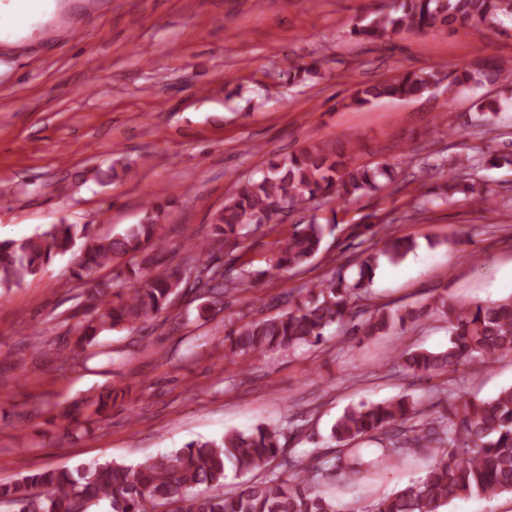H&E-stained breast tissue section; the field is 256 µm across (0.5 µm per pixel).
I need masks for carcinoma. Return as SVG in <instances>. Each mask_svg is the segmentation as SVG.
<instances>
[{
	"instance_id": "cac0c4a2",
	"label": "carcinoma",
	"mask_w": 512,
	"mask_h": 512,
	"mask_svg": "<svg viewBox=\"0 0 512 512\" xmlns=\"http://www.w3.org/2000/svg\"><path fill=\"white\" fill-rule=\"evenodd\" d=\"M512 20V0H394L388 13L352 34L383 40L414 31H435L450 25L474 27ZM512 66L504 60L478 68L465 65L453 80L439 70L405 72L391 81L359 85L347 106H363L380 98L408 100L444 81L459 88L486 80L494 83ZM357 147L329 152L309 144L268 165L248 179L214 217L215 235L232 254L240 248L244 230L271 222L282 212L305 203L336 199L355 201L392 179L386 166L354 163ZM444 195L457 193L490 205L494 197L482 183L464 174L451 175ZM161 208L148 201L143 221L117 236L91 237L87 225L54 224L33 236L0 242V290L9 291L37 275L56 256L76 251L81 271L124 264L119 282H97L85 289L83 310L68 332L77 335L84 352L105 331H133L165 312L184 290L220 299L231 292L255 287L254 272L225 268L212 256L211 243L189 241L188 262L162 266L145 252L156 237ZM327 225L314 221L295 224L288 237L267 259L264 275L300 269L319 253ZM413 243L387 238L382 253L399 261ZM376 258L368 253L360 263L358 279L346 281L338 270L307 289V299L293 309L242 324L225 336L227 355L262 357L267 353L318 347L326 331L352 316L360 291L372 282ZM435 310L448 322L449 343L441 351L396 349L395 363L413 373L455 370L478 361L488 364L512 353V296L471 305L448 306L440 295ZM429 313L414 303L396 308L376 307L357 327L365 336L387 335L395 327L416 324ZM445 411L429 413L408 396L380 403L351 406L331 426L329 441L336 450L286 454L284 428L259 425L250 432L229 431L219 439L196 440L177 450L148 457L134 465L112 461L84 464L73 469L42 467L0 482V504L16 512H100L109 503L112 512H347L319 489L338 473L356 475L365 465L353 443L368 439L380 445L374 460L393 465L407 457L430 453L433 462L409 485L370 501L356 512H439L454 500L477 496L492 499L512 494V386L487 399H467L456 390L444 392ZM108 402L86 400L63 416L71 423L81 414L101 416ZM251 475L235 493L224 492L226 464Z\"/></svg>"
}]
</instances>
